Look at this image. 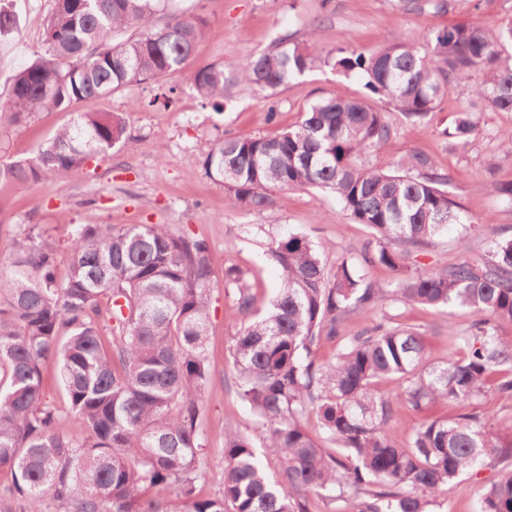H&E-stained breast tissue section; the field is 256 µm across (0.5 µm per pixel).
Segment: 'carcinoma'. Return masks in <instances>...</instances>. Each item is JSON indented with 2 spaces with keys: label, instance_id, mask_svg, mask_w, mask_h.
Returning a JSON list of instances; mask_svg holds the SVG:
<instances>
[{
  "label": "carcinoma",
  "instance_id": "1",
  "mask_svg": "<svg viewBox=\"0 0 512 512\" xmlns=\"http://www.w3.org/2000/svg\"><path fill=\"white\" fill-rule=\"evenodd\" d=\"M412 10L446 12L452 0H401ZM167 0H54L42 51L13 77L0 113L21 123L41 110L71 118L35 158L0 167V177L66 179L91 156L106 155L126 135L119 112L96 104L112 92L181 71L205 36L201 15L154 17ZM138 25L142 32L128 33ZM429 40L395 38L374 51L320 48L318 29L232 69L222 63L191 76L197 95L216 110L245 82L276 90L320 62L360 74L367 97H321L302 120L271 135L223 139L206 156V173L239 205L263 210L276 190L314 187L371 230L363 260L395 274L394 287L367 281L348 262L327 267L320 250L290 233L272 243L280 287L262 308L244 273L224 268L243 324L231 337L238 394L264 428L263 447L280 459L272 477L252 437L224 432V484L201 497L196 483L203 438L197 429L207 364L213 259L202 239L165 224H74L65 280L55 276L57 247L29 231L20 250L0 260V512H307L309 494L331 491L336 512H429L438 491L486 462L512 457V434L477 413L432 420L406 443L391 434L400 409L471 401L486 379L501 375L512 397V342L494 325L512 323V236L490 241L484 257L430 269L414 255L451 225L471 228L448 193L449 177L432 156L413 150L390 171L355 163L381 151L393 125L377 99L412 126L424 125L450 94L464 99L441 137L466 147L486 112L512 113V21L490 30L452 25ZM86 104L81 112L71 108ZM399 300L447 308L471 318L459 337L461 357L432 362L411 327L376 325L346 336V323ZM339 340L335 359L313 350ZM53 357L79 431H59L44 397L41 365ZM388 379L393 394L380 391ZM341 449L327 453L306 431L309 414ZM163 487L170 497L143 490ZM480 512H512V468L483 491Z\"/></svg>",
  "mask_w": 512,
  "mask_h": 512
}]
</instances>
